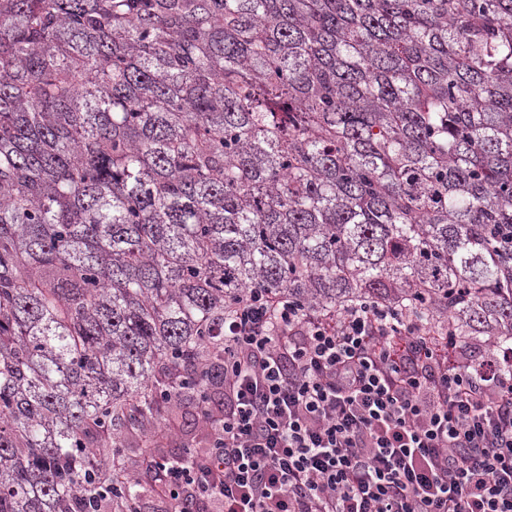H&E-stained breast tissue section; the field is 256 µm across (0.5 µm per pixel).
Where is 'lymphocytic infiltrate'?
I'll use <instances>...</instances> for the list:
<instances>
[{
  "label": "lymphocytic infiltrate",
  "mask_w": 512,
  "mask_h": 512,
  "mask_svg": "<svg viewBox=\"0 0 512 512\" xmlns=\"http://www.w3.org/2000/svg\"><path fill=\"white\" fill-rule=\"evenodd\" d=\"M388 305L327 316L250 292L224 320V404L188 465L153 427L134 512H512V373L448 360Z\"/></svg>",
  "instance_id": "1"
}]
</instances>
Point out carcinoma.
Here are the masks:
<instances>
[{
    "label": "carcinoma",
    "mask_w": 512,
    "mask_h": 512,
    "mask_svg": "<svg viewBox=\"0 0 512 512\" xmlns=\"http://www.w3.org/2000/svg\"><path fill=\"white\" fill-rule=\"evenodd\" d=\"M252 289L512 346V0H0V512L205 412Z\"/></svg>",
    "instance_id": "carcinoma-1"
}]
</instances>
